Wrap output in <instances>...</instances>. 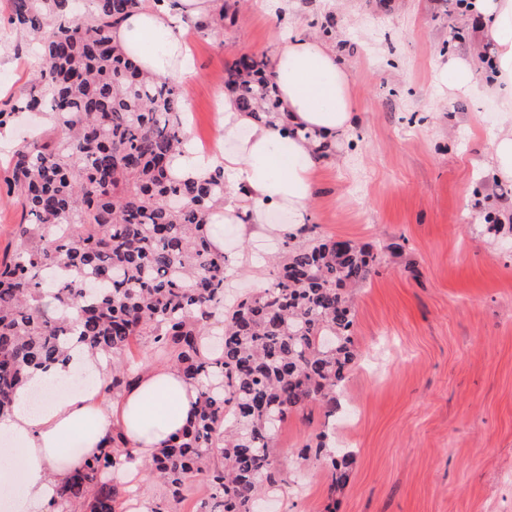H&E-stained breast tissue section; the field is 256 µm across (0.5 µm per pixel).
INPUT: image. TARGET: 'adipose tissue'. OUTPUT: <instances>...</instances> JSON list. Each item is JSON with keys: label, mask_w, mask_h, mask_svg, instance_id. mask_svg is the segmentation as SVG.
<instances>
[{"label": "adipose tissue", "mask_w": 512, "mask_h": 512, "mask_svg": "<svg viewBox=\"0 0 512 512\" xmlns=\"http://www.w3.org/2000/svg\"><path fill=\"white\" fill-rule=\"evenodd\" d=\"M468 10L486 35L490 69L477 73L474 58L452 56L437 64L436 84L463 96L482 87L512 112V0H468ZM211 15V0H179L171 9L148 4L128 16L113 37L145 72L186 83L195 75L187 23L205 22ZM272 70L283 112L259 121L225 97L222 134L211 150L189 146L171 160L172 175L185 182L223 169L224 210L214 220L237 225L245 238L275 235L267 223L274 207L288 210L295 227L305 224L320 163L359 118L351 73L335 47L305 34L285 36ZM109 375L106 358L82 347L67 362L29 372L28 390L75 376L94 383L46 397L36 409L17 401L0 416V487L8 492L0 512H47L71 475L99 453L113 430L122 431L142 462L192 420L199 391L176 367H151L130 388L106 397L99 384Z\"/></svg>", "instance_id": "ef3b65f1"}]
</instances>
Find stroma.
<instances>
[{
	"label": "stroma",
	"instance_id": "1",
	"mask_svg": "<svg viewBox=\"0 0 512 512\" xmlns=\"http://www.w3.org/2000/svg\"><path fill=\"white\" fill-rule=\"evenodd\" d=\"M213 0L224 23L188 32L195 78L182 85L192 141L217 139L224 71L240 54L273 57L282 35L343 49L359 112L321 164L308 221L321 235L381 250L354 293L360 358L338 393L326 444L353 454L345 484L299 452L323 412L288 417L275 441L279 487L258 512H512V180L490 170L491 138L512 114L485 94L434 83L438 60L481 54L476 21L445 0ZM0 109L28 92L31 47L0 41ZM230 292L272 283L266 240L225 233Z\"/></svg>",
	"mask_w": 512,
	"mask_h": 512
}]
</instances>
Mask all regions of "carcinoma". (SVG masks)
Segmentation results:
<instances>
[{"label": "carcinoma", "instance_id": "obj_1", "mask_svg": "<svg viewBox=\"0 0 512 512\" xmlns=\"http://www.w3.org/2000/svg\"><path fill=\"white\" fill-rule=\"evenodd\" d=\"M143 0H10L7 22L39 43L34 81L0 109V138L34 115L45 131L12 150L5 195L24 215L18 247L0 259V413L26 372L65 359L76 344L105 356L116 395L138 377L131 346L150 342L159 363L177 365L199 388L195 418L144 466L179 512L187 480L209 494L198 512H255L278 485L273 448L293 412L324 409L336 419L337 392L359 350L347 289L378 272L380 256L304 227L286 232L272 287L224 305L229 256L218 251L210 217L224 206V171L200 182L169 174L187 145L183 100L170 78L142 71L112 32ZM237 107L258 120L283 111L270 61L242 54L224 73ZM224 326L222 349L206 336ZM319 433L304 456L324 461L333 482L352 454ZM135 461L121 432L72 475L52 512H118L128 494L109 479Z\"/></svg>", "mask_w": 512, "mask_h": 512}]
</instances>
